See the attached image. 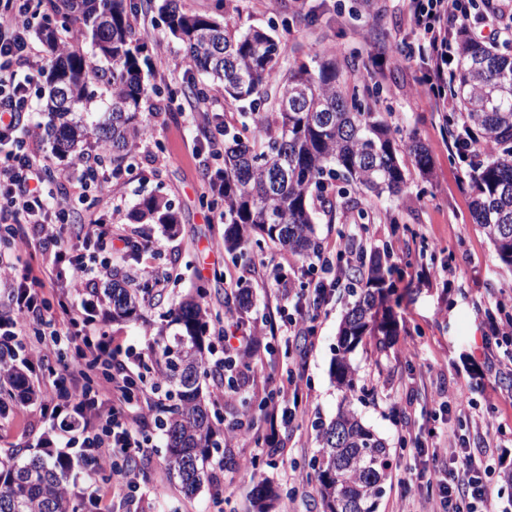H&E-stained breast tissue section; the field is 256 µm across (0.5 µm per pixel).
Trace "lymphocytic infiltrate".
Wrapping results in <instances>:
<instances>
[{
	"label": "lymphocytic infiltrate",
	"instance_id": "obj_1",
	"mask_svg": "<svg viewBox=\"0 0 512 512\" xmlns=\"http://www.w3.org/2000/svg\"><path fill=\"white\" fill-rule=\"evenodd\" d=\"M492 2L409 0V19L423 34L419 55L431 64L427 83L434 111H448L453 104L449 28L473 34L472 24L480 17L493 35L504 33ZM28 12L26 0H0V229L48 255L49 261L41 276L32 277L16 273L11 255L0 252V294L9 302L8 311L0 313V347L24 364L19 389H29L31 371L48 369V380L40 384L41 413L54 426L40 445L67 470L86 465L111 471L113 480L105 486L87 475L73 482L90 512H110L106 494L128 496L139 488L134 465L149 440L143 433L146 415L133 397L153 385L131 370L133 363L143 361V354L121 351L97 327L95 288L100 273L93 266V237L64 241L63 228L73 221L72 192L52 189L48 164L30 146L36 132L26 116L34 73L42 63L34 57ZM263 277L281 299L293 302L296 315L289 318V326L312 338L305 321L332 303L335 282L317 281L310 294L300 295L282 277L280 266L266 268ZM48 287L61 296L58 312L50 315L41 311ZM75 294L81 298L76 307L69 303ZM26 336L35 337V344H23ZM68 347L75 348L77 360L51 368L52 357ZM413 454L431 458L434 467L407 469L405 485L417 484L434 471L442 512H490L493 494L484 479L489 466L481 454L460 447L444 458L437 443L422 439L415 440Z\"/></svg>",
	"mask_w": 512,
	"mask_h": 512
}]
</instances>
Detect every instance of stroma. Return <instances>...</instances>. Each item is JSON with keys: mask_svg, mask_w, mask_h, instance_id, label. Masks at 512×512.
I'll return each mask as SVG.
<instances>
[{"mask_svg": "<svg viewBox=\"0 0 512 512\" xmlns=\"http://www.w3.org/2000/svg\"><path fill=\"white\" fill-rule=\"evenodd\" d=\"M235 22L240 30L273 28L284 65L306 63L316 67L333 52L349 87L375 90L370 104L386 113L396 137L417 138L429 150L431 175L407 166L408 193L389 202L367 195L358 200L366 221L353 215L318 214L316 237L322 248H332L349 237L361 239L367 253L390 251L397 265L390 306L397 334L386 348L375 341L360 343L349 355L357 371V390L346 398L331 375L339 327L356 297L344 288L335 303L314 320L315 338L306 357L300 343L282 336V305L257 275L261 261H281L283 251L273 243L250 245L244 260L235 262L224 250V221L220 209L208 207L209 185L203 173L214 165L204 147L211 128L203 113L222 114L227 127L247 122L238 104L224 98L213 85L204 103L184 98L165 104L151 97L142 105L148 134L131 169L110 184L114 215L113 235H127L146 243L140 266L146 277L165 281L161 304L144 309L136 323H114L107 303H100L97 319L114 344L147 349L153 327L161 316L197 285L207 288L206 303L221 313L210 327L213 360L224 356V330L237 328L260 336L267 348L262 363L249 372L245 398L252 404L270 400L288 384L289 372L303 376L302 393L308 411L298 426L278 429L274 443L238 434L230 448L215 453V479L194 498H186L165 466V436L156 426L146 433L152 449L137 466L145 477L127 503L115 512H252L256 485L267 484L279 494L273 512H322L319 484L311 467L319 451L321 424L351 404L363 424L383 438L393 461L378 512H418L428 498L426 487L405 490L403 470L412 458L413 436L445 441L455 431L457 442L484 447L493 442L501 459L491 477L495 512H512V371L502 349L482 340L497 298H506L512 313V272L502 267L490 242L473 223L466 169L448 148V130L441 113L432 111L425 80L429 64L413 56L420 34L408 19V0H240ZM142 38L153 46L149 84L164 87L196 80L194 72L179 73L175 59L181 43L170 36L156 10L137 14ZM157 193L172 200L180 230L170 235L158 224H134L129 214L144 197ZM408 226L409 234H393L389 217ZM436 270L432 285L422 284V270ZM248 282L253 303L245 315L235 311L239 282ZM216 401L214 410L225 421L242 414L241 398L225 396L223 388L206 384ZM468 393L473 404L465 413L448 414L434 404L437 394ZM48 422L37 404L16 398L0 416V451L24 448L36 453Z\"/></svg>", "mask_w": 512, "mask_h": 512, "instance_id": "obj_1", "label": "stroma"}]
</instances>
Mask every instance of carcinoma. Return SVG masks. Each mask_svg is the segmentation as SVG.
Masks as SVG:
<instances>
[{"label": "carcinoma", "instance_id": "cac0c4a2", "mask_svg": "<svg viewBox=\"0 0 512 512\" xmlns=\"http://www.w3.org/2000/svg\"><path fill=\"white\" fill-rule=\"evenodd\" d=\"M239 0H224V20L187 10L183 0H146L156 5L170 34L182 41L181 62L193 72L224 86V98L248 104L254 130L250 140L224 128L222 163L207 169L208 205L222 208L224 249L241 254L251 234L259 233L297 259L320 250L315 237L316 202L322 212L337 209L364 217L348 187L400 200L407 180L399 159L405 154L425 173L431 172L428 150L417 139L398 143L387 116L373 109L366 96L349 91L336 61L328 57L318 68L285 70L281 49L270 32L240 31L230 24ZM59 22L34 29L48 55L47 96L40 112L47 115L43 134L61 158L83 154L93 139L112 153V174L134 158L133 147L148 132L140 118L150 95L178 96L202 102L207 87L196 82L161 91L143 80L151 48L138 37L134 0H47ZM91 41L98 67L76 48L75 40ZM452 75L456 111L448 113V134L469 135L487 143L469 165L467 176L474 223L493 245L504 268L512 272V55L473 39L458 44ZM104 83L110 92L108 117L87 123L80 112L91 85ZM343 181L336 200L323 195L326 178ZM134 224H161L178 231V212L167 198L150 195L129 214ZM398 269L376 254L360 261L353 276L361 294L345 313L332 374L346 392L356 388V372L348 354L367 338L385 344L396 335L387 302ZM112 322L141 317L156 294L147 285L131 286L125 272L112 269L107 289ZM207 295L198 285L170 309L149 346L154 375L166 387L158 407L166 440L165 464L187 497L212 482L210 461L217 437L230 428L212 414L201 392L209 375V322L220 315L203 306ZM16 370L0 367V404L17 391ZM320 450L314 468L323 512H377L391 469L385 442L366 427L347 402L319 429ZM67 475L46 452L22 455L13 450L0 458V512H82L84 503L67 490ZM277 493L269 486L253 494V512H271Z\"/></svg>", "mask_w": 512, "mask_h": 512}]
</instances>
